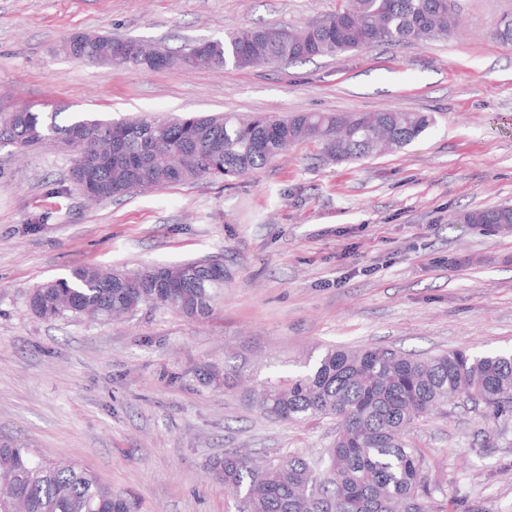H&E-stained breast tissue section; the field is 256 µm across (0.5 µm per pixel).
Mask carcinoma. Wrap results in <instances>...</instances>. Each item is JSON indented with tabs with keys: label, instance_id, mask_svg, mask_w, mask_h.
<instances>
[{
	"label": "carcinoma",
	"instance_id": "cac0c4a2",
	"mask_svg": "<svg viewBox=\"0 0 512 512\" xmlns=\"http://www.w3.org/2000/svg\"><path fill=\"white\" fill-rule=\"evenodd\" d=\"M458 25L449 0H341L322 22L293 27L245 26L224 38L186 44L177 51L154 45L137 55L130 38L78 33L63 53L107 66L119 56L149 71L250 68L259 63L337 56L379 44L423 42ZM196 63L183 64L187 55ZM58 112L0 113V140L21 150L44 143L70 148V177L98 201L200 178L222 180L254 173L296 142H313L341 160L377 152L381 132L403 148L434 123L423 112L298 113L288 118L233 113L197 116L185 140L176 120L134 118L112 122L92 116L58 121ZM464 224H512V207L469 210ZM166 265L104 271L84 265L33 289L27 306L46 320L134 316L145 307H173L203 319L224 289V270L199 268L191 283L170 281ZM462 394L494 414L512 412V352L472 355L456 349L417 357L384 347L330 348L308 371L286 384H268L255 403L280 421L333 418L336 436L324 468L300 454L260 462L231 450L211 464L214 479L242 496L244 512H446L434 505L421 449L404 438L415 420L436 414ZM0 485L11 495L0 512H136L135 504L87 470L34 457L29 449L0 445Z\"/></svg>",
	"mask_w": 512,
	"mask_h": 512
}]
</instances>
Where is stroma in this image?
<instances>
[{
	"label": "stroma",
	"mask_w": 512,
	"mask_h": 512,
	"mask_svg": "<svg viewBox=\"0 0 512 512\" xmlns=\"http://www.w3.org/2000/svg\"><path fill=\"white\" fill-rule=\"evenodd\" d=\"M458 29L426 43L222 71H144L65 56L80 32L176 49L244 26L315 23L339 0H0V113L62 100L103 120L214 113L426 112L411 145L331 161L298 142L256 173L88 205L51 143L0 148V444L66 457L139 512H241L210 463L235 449L314 454L330 418L261 414L254 389L306 371L330 345L423 356L512 351V233L460 223L512 204V0H454ZM224 259L202 320L172 308L125 322L44 320L39 283ZM224 378L200 380L201 368ZM432 496L512 512V412L464 398L416 420Z\"/></svg>",
	"instance_id": "obj_1"
}]
</instances>
